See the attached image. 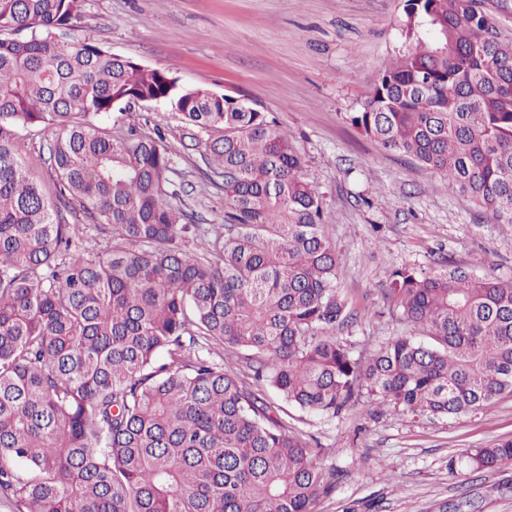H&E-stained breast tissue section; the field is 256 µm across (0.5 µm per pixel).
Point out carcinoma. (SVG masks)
Segmentation results:
<instances>
[{
    "label": "carcinoma",
    "instance_id": "cac0c4a2",
    "mask_svg": "<svg viewBox=\"0 0 512 512\" xmlns=\"http://www.w3.org/2000/svg\"><path fill=\"white\" fill-rule=\"evenodd\" d=\"M407 0L404 45L349 115L512 223V43L499 0ZM80 0H0V496L29 512H312L330 483L286 406L335 418L362 394L444 418L512 395V280L401 267L406 333L365 358L322 198L288 135L245 102L68 36ZM166 102L219 132L224 224L171 204L164 138L95 118ZM56 128L58 197L112 236L76 238L28 175L16 129ZM422 333L425 341L416 339ZM277 393L282 404L267 398ZM512 463V437L468 456Z\"/></svg>",
    "mask_w": 512,
    "mask_h": 512
}]
</instances>
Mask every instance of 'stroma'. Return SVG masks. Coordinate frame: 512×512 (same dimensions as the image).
Returning a JSON list of instances; mask_svg holds the SVG:
<instances>
[{"label":"stroma","instance_id":"1","mask_svg":"<svg viewBox=\"0 0 512 512\" xmlns=\"http://www.w3.org/2000/svg\"><path fill=\"white\" fill-rule=\"evenodd\" d=\"M406 0H81V33L180 84L245 101L291 136L323 197L351 312L335 336L363 355L405 326L389 311L390 270L451 264L512 280V224L440 187V176L383 151L349 121L401 45ZM160 131L175 159V203L219 230L224 188L203 154L211 132L189 129L163 103L101 117ZM51 129L20 133L47 198ZM289 430L321 447L333 478L314 512H512V466L476 472L468 454L512 437V395L491 410L448 418L379 411L359 402L327 419L289 407Z\"/></svg>","mask_w":512,"mask_h":512}]
</instances>
